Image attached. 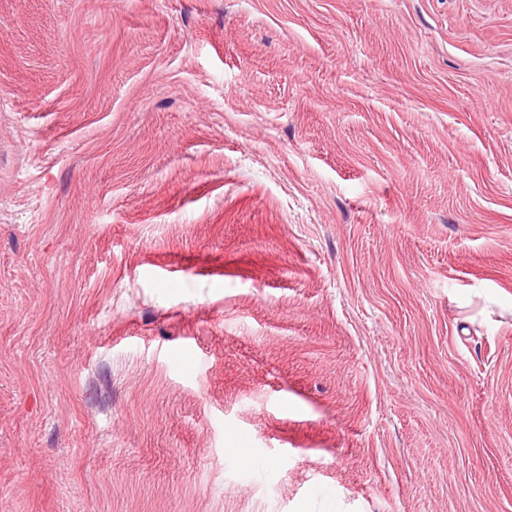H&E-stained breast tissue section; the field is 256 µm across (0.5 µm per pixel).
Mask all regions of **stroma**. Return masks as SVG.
Listing matches in <instances>:
<instances>
[{
    "mask_svg": "<svg viewBox=\"0 0 512 512\" xmlns=\"http://www.w3.org/2000/svg\"><path fill=\"white\" fill-rule=\"evenodd\" d=\"M0 512H512V0H0Z\"/></svg>",
    "mask_w": 512,
    "mask_h": 512,
    "instance_id": "stroma-1",
    "label": "stroma"
}]
</instances>
